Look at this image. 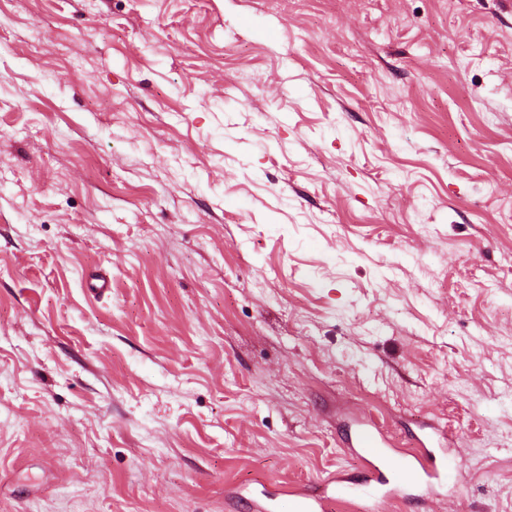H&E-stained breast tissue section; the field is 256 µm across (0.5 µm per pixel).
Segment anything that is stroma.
<instances>
[{
  "label": "stroma",
  "instance_id": "1",
  "mask_svg": "<svg viewBox=\"0 0 512 512\" xmlns=\"http://www.w3.org/2000/svg\"><path fill=\"white\" fill-rule=\"evenodd\" d=\"M363 422L461 463L380 512H512V0H0V512H248Z\"/></svg>",
  "mask_w": 512,
  "mask_h": 512
}]
</instances>
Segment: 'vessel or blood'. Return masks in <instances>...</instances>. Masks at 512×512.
<instances>
[{
  "label": "vessel or blood",
  "instance_id": "1",
  "mask_svg": "<svg viewBox=\"0 0 512 512\" xmlns=\"http://www.w3.org/2000/svg\"><path fill=\"white\" fill-rule=\"evenodd\" d=\"M358 445L367 455L366 465L371 477L359 493L348 490L344 477H336L317 491L293 489L288 494L289 512H329L333 499L358 503L361 512H378L388 500L407 502L437 497V481L452 460L447 449L420 447L412 461L395 456H379L376 437L372 432L361 434Z\"/></svg>",
  "mask_w": 512,
  "mask_h": 512
}]
</instances>
